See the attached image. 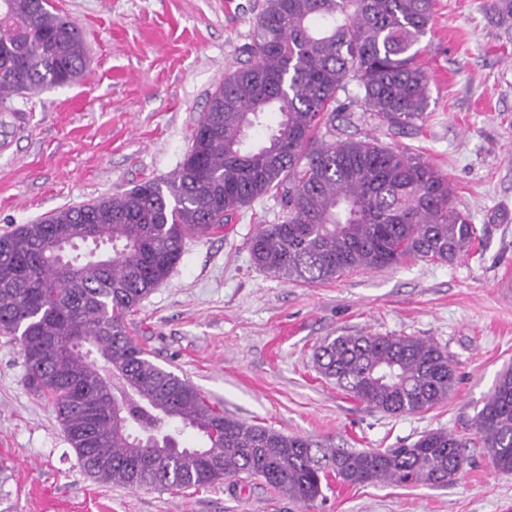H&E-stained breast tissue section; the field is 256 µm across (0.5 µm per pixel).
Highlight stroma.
I'll list each match as a JSON object with an SVG mask.
<instances>
[{"instance_id": "1", "label": "stroma", "mask_w": 512, "mask_h": 512, "mask_svg": "<svg viewBox=\"0 0 512 512\" xmlns=\"http://www.w3.org/2000/svg\"><path fill=\"white\" fill-rule=\"evenodd\" d=\"M490 0H435L422 60L429 107L393 136L447 176L482 230L448 262L410 259L335 281L287 283L256 268L248 241L282 220L273 197L187 241L168 280L128 316L158 364L237 418L332 448H395L444 429L468 463L446 487L330 482L307 508L258 478L182 492L86 476L51 407L24 384L20 348L0 333V512H512V474L495 470L476 418L512 367V26ZM82 29L75 84L0 110V233L52 210L168 177L208 95L249 43L265 0H53ZM420 336L447 350L457 383L433 409L399 417L351 399L315 368L327 336Z\"/></svg>"}]
</instances>
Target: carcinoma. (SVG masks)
Wrapping results in <instances>:
<instances>
[{"mask_svg":"<svg viewBox=\"0 0 512 512\" xmlns=\"http://www.w3.org/2000/svg\"><path fill=\"white\" fill-rule=\"evenodd\" d=\"M433 0H266L246 59L208 98L180 168L121 194L55 210L0 235V332L20 345L24 383L51 404L82 471L100 484L166 491L260 477L307 507L334 478L448 486L468 440L437 429L399 448L344 449L224 413L149 358L128 315L180 262L186 239L273 195L284 219L248 242L253 264L323 284L409 259L451 262L478 238L447 178L407 147L336 136L339 92L358 84L377 127L423 118L422 63ZM79 26L51 0H0V102L76 82ZM326 128L330 139L319 136ZM267 130L258 145L250 132ZM318 371L385 414L430 410L456 375L448 352L414 336H327ZM495 468L512 474V368L477 415ZM191 429L194 449L175 436Z\"/></svg>","mask_w":512,"mask_h":512,"instance_id":"obj_1","label":"carcinoma"}]
</instances>
